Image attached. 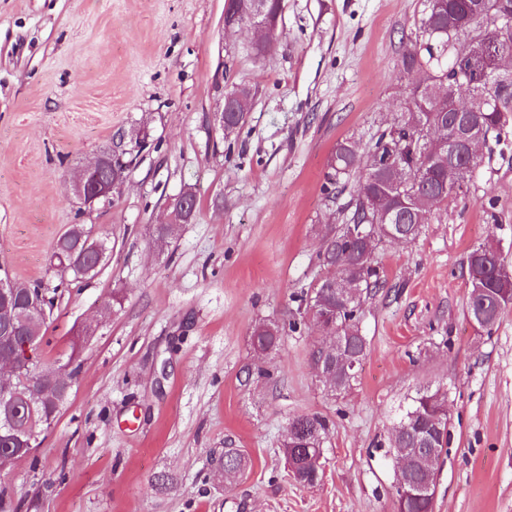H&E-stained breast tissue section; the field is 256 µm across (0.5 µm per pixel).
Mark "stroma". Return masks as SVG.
Listing matches in <instances>:
<instances>
[{
	"instance_id": "1",
	"label": "stroma",
	"mask_w": 512,
	"mask_h": 512,
	"mask_svg": "<svg viewBox=\"0 0 512 512\" xmlns=\"http://www.w3.org/2000/svg\"><path fill=\"white\" fill-rule=\"evenodd\" d=\"M423 2L283 0L258 58L252 32L225 37L224 0H0V275L56 284L49 257L73 224L111 247L47 321L41 357L79 369L38 466L0 472L13 512H396L390 430L425 388L448 394L435 512H512V308L488 334L463 315L474 245L493 240L512 267V136L419 237L379 245L385 284L362 306L369 349L348 392L320 381L322 332L298 311L349 200L325 197L329 157L396 117ZM236 85L253 100L227 136L215 111ZM138 126L148 144L118 192L83 208L74 170ZM188 189L193 219L158 238ZM269 321L298 327L260 353ZM307 414L329 434L304 487L281 443ZM227 448L249 467L218 482Z\"/></svg>"
}]
</instances>
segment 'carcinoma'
<instances>
[{
    "label": "carcinoma",
    "mask_w": 512,
    "mask_h": 512,
    "mask_svg": "<svg viewBox=\"0 0 512 512\" xmlns=\"http://www.w3.org/2000/svg\"><path fill=\"white\" fill-rule=\"evenodd\" d=\"M281 7V0H267L252 7L249 0H224V10L234 11L260 28L253 44L254 55L267 54L273 45L274 29H262L268 16ZM512 12V0H425L414 35L408 39L398 60L401 76H414L415 84L390 125L377 130L367 148L351 139L336 144L328 162L326 188L328 198L336 200L356 180V189L342 210V223L330 229L324 238L326 248L319 254L323 275L309 295L306 311L334 314L329 336L343 341L347 358L362 363L369 341L360 328L363 302L375 294L382 281L374 265L377 246L394 236L408 243L415 240L423 226L430 223L433 205L448 206L457 190L471 181L478 159L448 153V136L468 131L481 138L476 148L491 140L500 141L512 128V79L499 87L493 103H487L476 87L458 78L469 67L471 46L477 42L487 49L493 63L486 77L499 83V76L512 74V33L499 34L501 15ZM252 92L234 87L224 95V132L239 128L249 111ZM103 175L112 184H122L129 162L123 155H106ZM377 226L374 239L359 234V229ZM91 248L85 259L101 264L109 250L108 237L96 236L92 228L74 224L53 247L50 266L59 277L58 287L67 288L89 276L88 268L74 264L72 254ZM502 262L498 250L489 242L473 247L467 258V274L479 269L481 278L469 279L470 297L465 318L477 328L491 332L504 312L512 292L503 288ZM40 285L12 281L13 301L18 307L15 332L20 342L31 341L29 351L18 352L19 376L16 386L21 396L0 402V417L8 415L16 424L35 435L34 447L67 405L51 386L58 377L57 362L36 356L42 344L49 343L44 328L46 319L26 309L36 297ZM282 329L275 323H263L252 334L255 349L266 352L276 347ZM334 381L327 382L336 395L348 391L357 381L358 371L333 365ZM328 435L326 419L301 415L288 424L283 443L284 454L293 453L291 445L301 448L293 479L301 484L313 482V472L321 470L323 444ZM448 445V399L438 390L418 392L391 431V452L404 448H429L441 457ZM24 458L10 430H0V471ZM247 457L236 448L224 451L218 469L230 478L244 471ZM436 470L414 466L408 474L396 476L394 489L397 512H433L434 501L412 493L416 483L435 484Z\"/></svg>",
    "instance_id": "1"
}]
</instances>
